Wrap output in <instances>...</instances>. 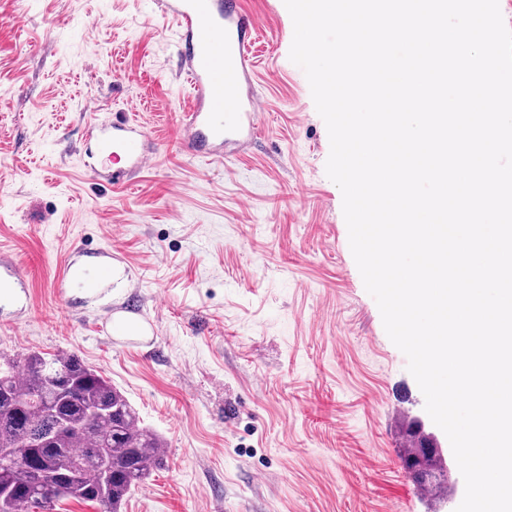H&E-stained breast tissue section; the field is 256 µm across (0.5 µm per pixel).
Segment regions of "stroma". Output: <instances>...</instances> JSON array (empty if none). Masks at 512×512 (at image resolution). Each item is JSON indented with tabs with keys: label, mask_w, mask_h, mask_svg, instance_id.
<instances>
[{
	"label": "stroma",
	"mask_w": 512,
	"mask_h": 512,
	"mask_svg": "<svg viewBox=\"0 0 512 512\" xmlns=\"http://www.w3.org/2000/svg\"><path fill=\"white\" fill-rule=\"evenodd\" d=\"M243 2L262 134L208 165L181 148L188 84L147 0H0V254L26 273L0 300V353L78 356L163 437L121 512H455L461 473L442 500L402 464L425 398L352 255L292 18ZM125 112L156 156L115 187L90 174L107 163L88 123ZM97 250L122 287L56 293L62 261ZM118 309L149 338L116 335Z\"/></svg>",
	"instance_id": "35a3bbf8"
}]
</instances>
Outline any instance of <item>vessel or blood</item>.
I'll return each instance as SVG.
<instances>
[{"label":"vessel or blood","mask_w":512,"mask_h":512,"mask_svg":"<svg viewBox=\"0 0 512 512\" xmlns=\"http://www.w3.org/2000/svg\"><path fill=\"white\" fill-rule=\"evenodd\" d=\"M152 11L177 22L180 68L192 90L181 117L182 146L195 159L209 163L234 157L239 148L261 135L262 99L253 92L255 64L251 47L258 35L255 18L242 0H152ZM89 138L114 162L106 179L124 185L155 155L143 127L128 116L92 119ZM112 280V267L100 264L94 274H76L64 264L56 281L76 284L100 294Z\"/></svg>","instance_id":"vessel-or-blood-1"}]
</instances>
